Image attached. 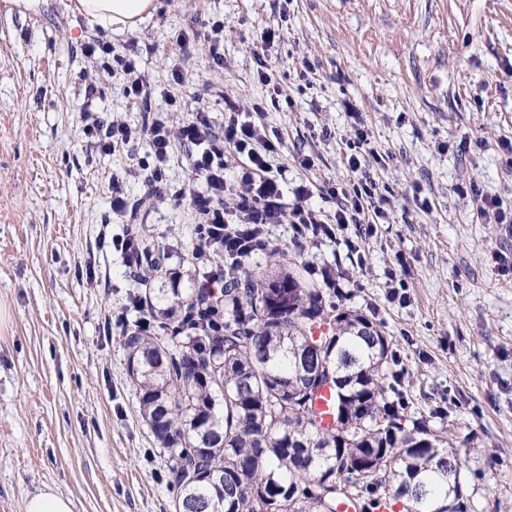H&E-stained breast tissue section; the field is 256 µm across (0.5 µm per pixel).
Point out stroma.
<instances>
[{"instance_id":"35a3bbf8","label":"stroma","mask_w":512,"mask_h":512,"mask_svg":"<svg viewBox=\"0 0 512 512\" xmlns=\"http://www.w3.org/2000/svg\"><path fill=\"white\" fill-rule=\"evenodd\" d=\"M67 2L38 0L20 15L0 0V302L11 312L0 335V512H21L46 484L75 512L173 510L167 455L139 412L121 333L105 323L136 283L126 258L98 242L100 225L128 230L111 210L113 171L150 147L88 152L80 119L137 125L166 92L218 117L229 102L259 109L283 142L274 165L318 186L352 180L345 106L359 109L387 222L349 225L317 247L278 226L243 269H265L274 249L332 269L337 301L392 338L404 416L469 436V512H512V224L483 223L468 193L475 185L512 207L499 148L512 140V0H157L138 29L112 35ZM215 20L220 68L205 39ZM269 27L283 33L271 47ZM96 42L134 61L150 105L125 96L121 68L93 65L84 48ZM135 221L173 249L183 284L197 281L190 198L139 207ZM393 278L404 300L390 298Z\"/></svg>"}]
</instances>
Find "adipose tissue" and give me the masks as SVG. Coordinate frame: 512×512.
<instances>
[{"mask_svg": "<svg viewBox=\"0 0 512 512\" xmlns=\"http://www.w3.org/2000/svg\"><path fill=\"white\" fill-rule=\"evenodd\" d=\"M71 11L105 31L133 30L156 9L155 0H71Z\"/></svg>", "mask_w": 512, "mask_h": 512, "instance_id": "ef3b65f1", "label": "adipose tissue"}]
</instances>
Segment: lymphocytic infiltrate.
Instances as JSON below:
<instances>
[{
  "label": "lymphocytic infiltrate",
  "mask_w": 512,
  "mask_h": 512,
  "mask_svg": "<svg viewBox=\"0 0 512 512\" xmlns=\"http://www.w3.org/2000/svg\"><path fill=\"white\" fill-rule=\"evenodd\" d=\"M346 110L355 135L347 163L358 178L341 185L323 184L324 199L335 206L330 213L310 205L308 183L284 192L288 169L271 163L281 150V138L263 123L242 117L237 106H229L220 122L198 106L181 123H174L170 113L155 112L138 127L118 121L107 124L88 112L83 116V130L90 149L101 153L119 151L143 138L149 141L150 163L129 165L110 180L112 211L121 216L128 208L127 183L147 176L153 196L161 197L172 146L183 147L188 171L202 182L190 191L196 238L193 258L203 270L206 287L211 288L226 284L244 259L264 250L273 226L287 225L294 240L317 246L335 239L337 229L364 223L365 208L374 204L378 191L375 182L360 174L368 132L356 106L347 105ZM236 156L245 157L246 162L230 179L226 171Z\"/></svg>",
  "instance_id": "f902f5d3"
}]
</instances>
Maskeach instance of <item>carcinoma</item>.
Segmentation results:
<instances>
[{
	"label": "carcinoma",
	"mask_w": 512,
	"mask_h": 512,
	"mask_svg": "<svg viewBox=\"0 0 512 512\" xmlns=\"http://www.w3.org/2000/svg\"><path fill=\"white\" fill-rule=\"evenodd\" d=\"M148 247L138 293L155 328L122 332L142 417L169 460L180 512H467L468 437L403 422L383 326L336 303L296 263L219 293L180 287ZM170 288H151L156 279ZM334 383L332 421L318 400Z\"/></svg>",
	"instance_id": "1"
}]
</instances>
